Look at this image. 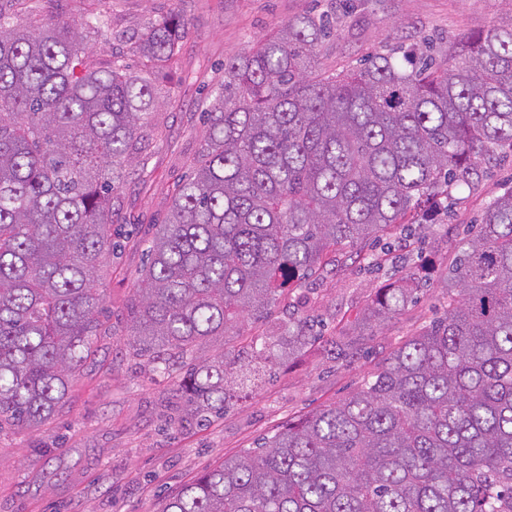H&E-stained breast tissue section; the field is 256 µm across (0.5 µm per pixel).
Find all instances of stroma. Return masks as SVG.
<instances>
[{
  "mask_svg": "<svg viewBox=\"0 0 512 512\" xmlns=\"http://www.w3.org/2000/svg\"><path fill=\"white\" fill-rule=\"evenodd\" d=\"M28 6L35 25L52 14L105 12L112 38L99 47V58L116 53L134 68L133 46L150 19L180 12L188 33L176 66L161 78L170 101L154 118L160 132L146 146L144 171L129 174L114 193L115 248L100 280L111 330L76 373L62 415L37 429H0V512H160L166 499L225 458L347 397L407 336L441 317L456 243L512 182V159L498 162L477 191L457 192L451 220L409 224L376 246L345 248L323 272L276 294L264 315L247 319L225 345L232 358L272 345L258 386L234 394L223 416L208 424L165 427L160 411L174 380L136 356L130 306L153 226L200 152L202 100L220 80L225 58L248 51L288 19L324 13L335 17L336 35L322 48L321 63L353 67L424 36L461 42L511 20L512 0H55L50 6L29 0ZM424 264L434 285L421 301L372 330L353 362L331 360L327 339L351 332L378 289ZM306 316L322 319V340L289 349V322Z\"/></svg>",
  "mask_w": 512,
  "mask_h": 512,
  "instance_id": "1",
  "label": "stroma"
}]
</instances>
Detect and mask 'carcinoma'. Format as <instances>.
<instances>
[{
    "label": "carcinoma",
    "instance_id": "1",
    "mask_svg": "<svg viewBox=\"0 0 512 512\" xmlns=\"http://www.w3.org/2000/svg\"><path fill=\"white\" fill-rule=\"evenodd\" d=\"M0 0V428L63 412L99 334L98 272L112 193L138 166L157 76L185 22L155 20L136 71L94 58L106 16L19 22ZM335 27L300 14L224 60L202 151L179 183L131 304L156 368L259 318L270 296L345 245L475 190L512 157V22L440 50L423 37L359 70L318 66ZM420 266L383 289L332 349L413 305ZM444 317L408 337L364 387L203 472L162 512H512V186L448 269ZM254 370L199 356L169 419L224 409Z\"/></svg>",
    "mask_w": 512,
    "mask_h": 512
}]
</instances>
